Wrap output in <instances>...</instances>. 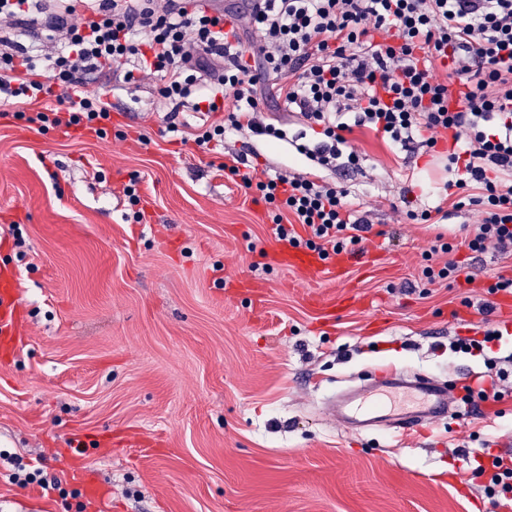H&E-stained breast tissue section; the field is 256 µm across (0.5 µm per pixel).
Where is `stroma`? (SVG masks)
Instances as JSON below:
<instances>
[{"label":"stroma","mask_w":512,"mask_h":512,"mask_svg":"<svg viewBox=\"0 0 512 512\" xmlns=\"http://www.w3.org/2000/svg\"><path fill=\"white\" fill-rule=\"evenodd\" d=\"M88 91L112 105L100 136L0 118V269L23 323L0 347V512H500L465 469L512 451V373L498 409L402 439L349 433L323 407L374 365L451 386L485 373L451 348L485 321L503 334L493 356L512 353V295L483 289L512 256L462 247L480 214L445 186L448 143L422 153L354 131L359 166L335 179L373 224L363 257L286 269L275 207L222 169L228 151L260 178L309 168L288 140L320 136L276 87L266 113L287 139L211 151L194 136L222 113L180 112L167 134L152 78L104 72ZM437 206L447 222L406 217ZM440 234L458 250L431 255ZM450 259L474 284L423 276ZM16 458L42 482L14 484Z\"/></svg>","instance_id":"1"}]
</instances>
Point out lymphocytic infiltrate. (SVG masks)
Segmentation results:
<instances>
[{
	"label": "lymphocytic infiltrate",
	"mask_w": 512,
	"mask_h": 512,
	"mask_svg": "<svg viewBox=\"0 0 512 512\" xmlns=\"http://www.w3.org/2000/svg\"><path fill=\"white\" fill-rule=\"evenodd\" d=\"M51 2L0 0V107L13 116L38 101L30 121L40 128L97 131L112 105L86 86L108 70L127 84L154 77L173 110L223 113L197 133L199 146L223 145L229 133L281 139L285 130L259 117L261 84L272 79L289 110L323 129L321 141L296 147L313 171L259 180L239 154L226 166L278 207L277 241L324 256L367 240L371 222L321 176L358 164L348 135L364 128L426 150L452 138L454 185L480 212L468 248L512 256V0H251L247 51L201 0ZM43 11L38 57L21 38L25 17ZM438 61L449 63L450 82L433 79ZM471 476L488 477L485 493L512 512V452L489 455Z\"/></svg>",
	"instance_id": "f902f5d3"
}]
</instances>
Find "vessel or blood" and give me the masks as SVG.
<instances>
[{
	"label": "vessel or blood",
	"instance_id": "obj_1",
	"mask_svg": "<svg viewBox=\"0 0 512 512\" xmlns=\"http://www.w3.org/2000/svg\"><path fill=\"white\" fill-rule=\"evenodd\" d=\"M19 295L10 280L0 281V338L12 342L19 334ZM332 416L348 431L361 433L385 427L402 435L421 429L451 413L448 388L424 374L367 373L363 384L332 401Z\"/></svg>",
	"mask_w": 512,
	"mask_h": 512
}]
</instances>
